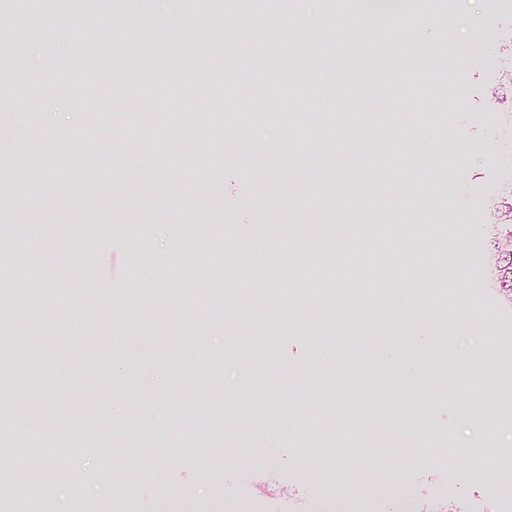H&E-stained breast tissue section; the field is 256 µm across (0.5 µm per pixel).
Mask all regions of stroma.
<instances>
[{
    "label": "stroma",
    "instance_id": "1",
    "mask_svg": "<svg viewBox=\"0 0 512 512\" xmlns=\"http://www.w3.org/2000/svg\"><path fill=\"white\" fill-rule=\"evenodd\" d=\"M490 20L502 38L486 37ZM66 24L69 55L49 72L55 28L0 14L13 37L0 66L20 49L30 64L13 74L28 88L25 119L0 125V185L32 203L0 209V223L23 225L34 283L53 298L43 310L0 278V293L17 298L0 335V367L13 373L0 407L16 424L14 452L0 453V512L32 452L63 474L38 512L74 501L113 512L128 498L138 512H512V493L488 492L512 486V349L485 347L481 367L467 363L487 337L512 338L497 222L512 201V0H434L428 29L386 67L367 34L340 36L313 0H281L272 13L213 0L187 17L115 0L109 18ZM126 48L149 69L126 66ZM201 55L224 88L199 106L212 136L193 121L171 130L136 97L128 110L150 130H123L117 88L146 77L194 100L202 78L175 62ZM412 60L446 75L438 94L378 95V80L409 81ZM459 83L470 98L451 119L442 106ZM96 112L110 113L109 127L91 124ZM88 135L133 149L91 176L67 147ZM258 140L265 149L247 153ZM142 151L151 166L138 164ZM467 211L477 223H454ZM270 212L278 223H264ZM146 224L155 232L144 239ZM427 232L446 249L427 248ZM83 266L89 290L53 297L56 279ZM409 266L423 278H397ZM463 312L470 321L456 327ZM401 319L424 333L397 347ZM459 387L469 410L453 420ZM322 414L341 444L333 456L305 444L301 419ZM353 440L382 466L377 480L355 476L362 496L350 501L337 488ZM226 442L246 443L247 455L224 461ZM461 445L469 454L447 458ZM104 455L109 482L97 475Z\"/></svg>",
    "mask_w": 512,
    "mask_h": 512
}]
</instances>
